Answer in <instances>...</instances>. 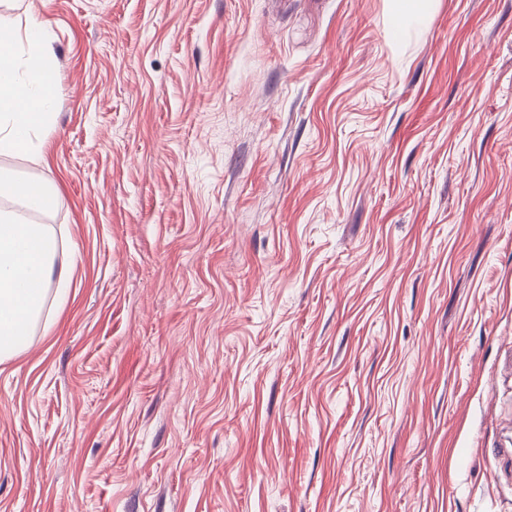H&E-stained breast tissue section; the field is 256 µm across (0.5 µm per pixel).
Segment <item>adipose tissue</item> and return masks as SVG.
<instances>
[{"label": "adipose tissue", "instance_id": "ef3b65f1", "mask_svg": "<svg viewBox=\"0 0 512 512\" xmlns=\"http://www.w3.org/2000/svg\"><path fill=\"white\" fill-rule=\"evenodd\" d=\"M57 72L46 23L0 15V156H42L39 133L55 116ZM57 198L53 185L0 168V362L26 348L51 280L68 287L67 274L53 271L54 234L33 220L51 213Z\"/></svg>", "mask_w": 512, "mask_h": 512}]
</instances>
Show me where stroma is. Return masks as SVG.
I'll return each instance as SVG.
<instances>
[{"label":"stroma","instance_id":"stroma-1","mask_svg":"<svg viewBox=\"0 0 512 512\" xmlns=\"http://www.w3.org/2000/svg\"><path fill=\"white\" fill-rule=\"evenodd\" d=\"M54 35L65 298L0 512H512V0H10ZM437 0H389V18L395 33L423 26Z\"/></svg>","mask_w":512,"mask_h":512}]
</instances>
